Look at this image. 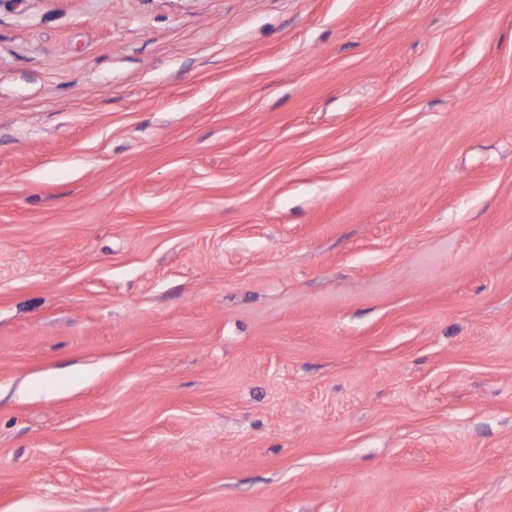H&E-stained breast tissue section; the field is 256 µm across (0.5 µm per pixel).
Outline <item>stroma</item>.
<instances>
[{
	"label": "stroma",
	"mask_w": 512,
	"mask_h": 512,
	"mask_svg": "<svg viewBox=\"0 0 512 512\" xmlns=\"http://www.w3.org/2000/svg\"><path fill=\"white\" fill-rule=\"evenodd\" d=\"M0 512H512V0H0Z\"/></svg>",
	"instance_id": "35a3bbf8"
}]
</instances>
